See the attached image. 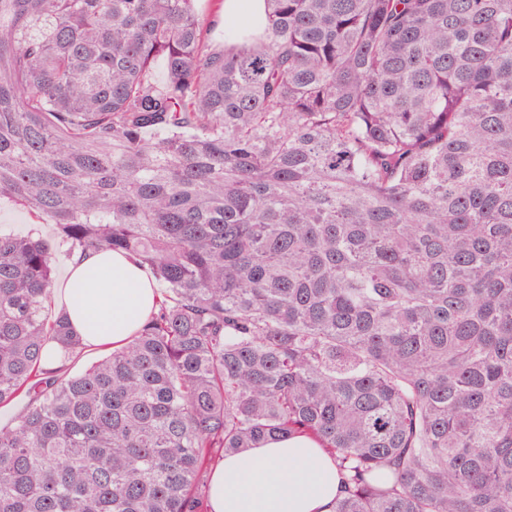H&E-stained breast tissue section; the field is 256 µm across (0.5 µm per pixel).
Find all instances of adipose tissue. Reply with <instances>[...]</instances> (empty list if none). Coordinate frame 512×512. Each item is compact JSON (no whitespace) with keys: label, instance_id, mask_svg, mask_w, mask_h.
I'll return each mask as SVG.
<instances>
[{"label":"adipose tissue","instance_id":"ef3b65f1","mask_svg":"<svg viewBox=\"0 0 512 512\" xmlns=\"http://www.w3.org/2000/svg\"><path fill=\"white\" fill-rule=\"evenodd\" d=\"M155 284L134 259L94 252L67 272L58 296L86 345L113 349L140 328ZM343 491L330 455L298 436L265 442L219 461L210 474L207 512H334Z\"/></svg>","mask_w":512,"mask_h":512}]
</instances>
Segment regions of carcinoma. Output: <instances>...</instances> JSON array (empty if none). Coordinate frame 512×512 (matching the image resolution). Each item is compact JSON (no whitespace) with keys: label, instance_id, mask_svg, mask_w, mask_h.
Masks as SVG:
<instances>
[{"label":"carcinoma","instance_id":"obj_1","mask_svg":"<svg viewBox=\"0 0 512 512\" xmlns=\"http://www.w3.org/2000/svg\"><path fill=\"white\" fill-rule=\"evenodd\" d=\"M0 0V197L159 300L83 373L0 233V512H202L266 439L335 512H512V0ZM164 64L158 82L155 64ZM262 0H224L220 11L224 27L214 24V37L217 45L224 43V32H227L228 23L232 20H243V26L254 23L261 15Z\"/></svg>","mask_w":512,"mask_h":512}]
</instances>
